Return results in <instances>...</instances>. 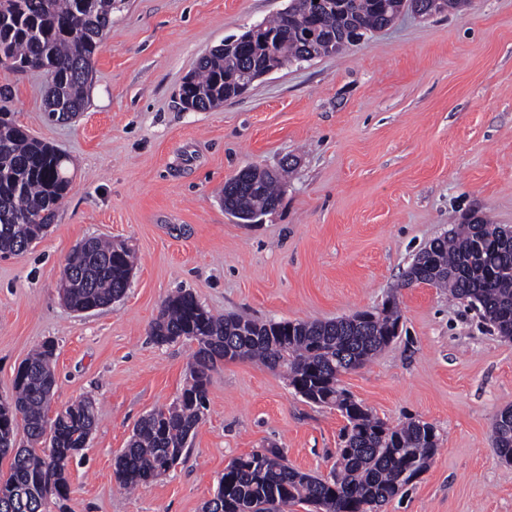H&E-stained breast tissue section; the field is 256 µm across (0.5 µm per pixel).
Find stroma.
Segmentation results:
<instances>
[{"label":"stroma","instance_id":"obj_1","mask_svg":"<svg viewBox=\"0 0 512 512\" xmlns=\"http://www.w3.org/2000/svg\"><path fill=\"white\" fill-rule=\"evenodd\" d=\"M288 3L120 0L84 110L67 119L47 112L43 74L0 67V110L66 154L72 176L43 237L0 256V399L54 340L51 411L80 398L98 411L68 471L66 512H202L225 467L255 450L277 446L291 467L328 476L346 420L278 372L227 361L181 464L120 489L115 461L135 423L189 379L192 344L150 338L163 301L187 290L216 315L327 321L394 294L398 336L341 385L389 425L431 424L439 447L383 512H512V465L490 439L512 407V340L466 302L402 277L456 225L512 227V0L428 19L403 12L338 54L288 64L211 110H183L179 88L199 58ZM286 158L273 212L254 224L225 212L226 180ZM91 236L133 248L137 263L124 298L76 312L59 287Z\"/></svg>","mask_w":512,"mask_h":512}]
</instances>
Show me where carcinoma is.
<instances>
[{"label": "carcinoma", "mask_w": 512, "mask_h": 512, "mask_svg": "<svg viewBox=\"0 0 512 512\" xmlns=\"http://www.w3.org/2000/svg\"><path fill=\"white\" fill-rule=\"evenodd\" d=\"M288 18L266 22L275 32L273 49L283 64L305 61L342 35L349 24L372 32L393 23L402 10H432V0H326L315 8L290 0ZM116 0H0V53L11 70L37 71L46 78L47 111L73 115L83 111L92 80L93 60L112 26ZM265 52L252 46L245 60L219 46L203 55L186 77L179 100L186 110L207 111L238 96L243 69ZM66 157L38 141L0 113V253L19 255L52 223L72 178ZM255 188L224 182L228 210L241 222L255 212H272L280 201V174L253 167ZM134 254L125 245L92 238L89 249L76 248L63 270L69 304L98 307L126 293ZM426 282L480 313L505 338L512 339V231L476 219L460 224L421 248L405 273L404 284ZM396 297L384 308L332 321H258L244 315L216 316L190 292L168 297L150 336L158 345L180 339L197 344L190 381L172 405L152 411L136 425L128 448L117 457L115 480L135 489L180 463L188 440L208 404L211 374L225 360L258 359L284 374L321 406H334L347 419L340 465L323 479L291 466L277 447L231 461L203 512H282L304 503L318 512H379L427 469L438 448L435 428L421 420L389 426L340 386L339 372L364 366L388 346L399 328ZM55 344L48 340L21 365L15 395L0 400V461L10 459L0 475V512H48L47 494H69L68 470L85 448L97 414L92 400L72 402L48 417L55 385ZM22 426L29 447L16 446ZM492 447L512 463V408L492 425Z\"/></svg>", "instance_id": "obj_1"}]
</instances>
